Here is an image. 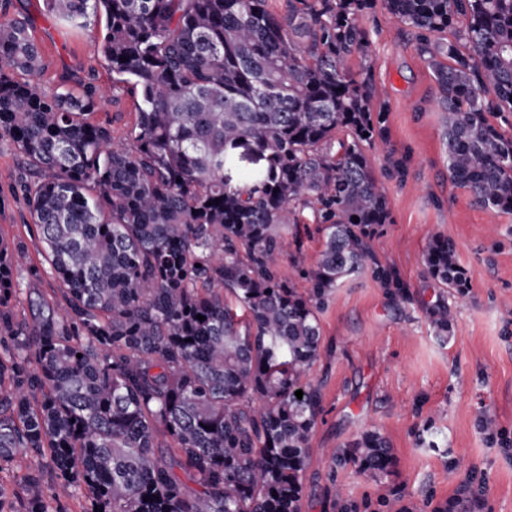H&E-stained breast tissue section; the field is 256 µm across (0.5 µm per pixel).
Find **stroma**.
<instances>
[{
    "instance_id": "35a3bbf8",
    "label": "stroma",
    "mask_w": 512,
    "mask_h": 512,
    "mask_svg": "<svg viewBox=\"0 0 512 512\" xmlns=\"http://www.w3.org/2000/svg\"><path fill=\"white\" fill-rule=\"evenodd\" d=\"M6 14L33 24L43 56L39 89H103L94 118L110 125L114 145L126 144L136 103L96 50L104 23L71 30L45 13L43 0H8ZM361 24L373 81L384 92L386 137L405 165L399 175L384 153L372 155L390 212L372 246L410 284L412 299L393 306L366 271L346 279L321 310L323 347L305 379L320 387L323 402L300 512H512V214L482 209L449 177L438 88L416 31L383 0ZM23 173L19 152L0 143V245L24 243L51 300L60 283L29 230L17 188ZM439 234L453 241L471 279L444 336L427 320L441 286L422 262ZM366 431L389 440V472L372 476L333 462V452L351 449Z\"/></svg>"
}]
</instances>
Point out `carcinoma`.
<instances>
[{
	"instance_id": "cac0c4a2",
	"label": "carcinoma",
	"mask_w": 512,
	"mask_h": 512,
	"mask_svg": "<svg viewBox=\"0 0 512 512\" xmlns=\"http://www.w3.org/2000/svg\"><path fill=\"white\" fill-rule=\"evenodd\" d=\"M268 2L44 0L72 27L105 17L98 52L139 97L120 148L92 120L96 87L50 97L16 78L42 55L28 20L0 21V141L26 161L20 191L63 285L60 302L22 287L39 269L24 245L0 248V473L38 461L15 490L0 484V512L10 495L26 512H67L78 495L85 512H299L319 311L368 268L392 301L411 300L370 245L389 221L367 155L387 144L384 112L371 67H348L368 56L375 0H288L280 16ZM383 2L431 59L450 178L512 214V0ZM242 144L265 166L233 186ZM310 223L324 233L311 263ZM289 231L303 289L280 269ZM423 264L465 296L451 240L432 237ZM427 316L448 335V296ZM346 458L371 475L393 465L374 431Z\"/></svg>"
}]
</instances>
